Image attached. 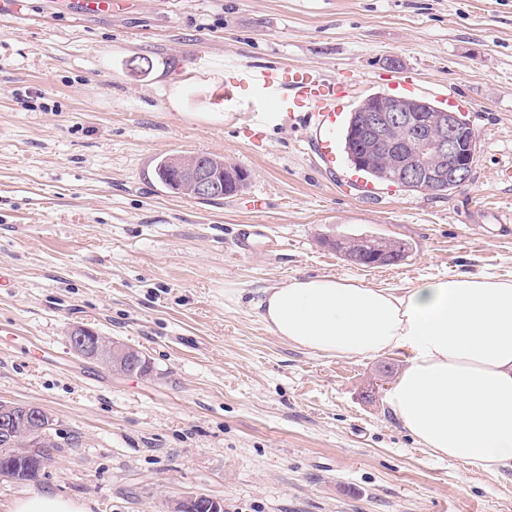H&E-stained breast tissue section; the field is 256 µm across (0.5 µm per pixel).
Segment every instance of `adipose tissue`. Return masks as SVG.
<instances>
[{
    "label": "adipose tissue",
    "mask_w": 512,
    "mask_h": 512,
    "mask_svg": "<svg viewBox=\"0 0 512 512\" xmlns=\"http://www.w3.org/2000/svg\"><path fill=\"white\" fill-rule=\"evenodd\" d=\"M254 309L295 347L336 357L407 356L388 405L409 435L477 471L512 469V282L460 273L410 288L333 276L265 289ZM8 512H90L36 490Z\"/></svg>",
    "instance_id": "obj_1"
}]
</instances>
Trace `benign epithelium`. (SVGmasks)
<instances>
[{
  "instance_id": "7a95c632",
  "label": "benign epithelium",
  "mask_w": 512,
  "mask_h": 512,
  "mask_svg": "<svg viewBox=\"0 0 512 512\" xmlns=\"http://www.w3.org/2000/svg\"><path fill=\"white\" fill-rule=\"evenodd\" d=\"M361 140L366 158L383 156L395 168L399 178L415 182L423 176L431 179L432 189L441 183L458 186L470 179L475 140H464L450 120L446 110L430 118L413 120L400 99L383 98L363 115L360 123ZM177 179L185 192L197 199H208L222 188L218 173L200 156H181ZM403 246L392 243L387 247L368 249L370 267L398 264ZM74 352L85 360L102 362L121 375L136 372L146 377L147 357L139 349L108 339L97 332L76 327L70 333ZM19 425L21 431L12 437V456L20 463L32 448L55 446L48 428L51 417L34 405H4L0 407V424Z\"/></svg>"
}]
</instances>
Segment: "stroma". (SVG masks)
I'll return each instance as SVG.
<instances>
[{
	"label": "stroma",
	"instance_id": "1",
	"mask_svg": "<svg viewBox=\"0 0 512 512\" xmlns=\"http://www.w3.org/2000/svg\"><path fill=\"white\" fill-rule=\"evenodd\" d=\"M0 19V402L41 407L57 445L38 476H0V512L49 489L92 512H512V470L437 458L370 398L398 355L330 357L276 337L251 306L293 277L410 288L461 272L512 281V0H126L80 15L28 0ZM304 66L346 84V109L411 72L469 101L468 183L440 194L350 183L306 121L255 124V70ZM27 95L21 105L18 95ZM246 168L215 202L166 190L162 155ZM262 231L249 247L241 225ZM408 243L362 267L348 236ZM136 347L123 376L70 346L74 327ZM47 347L33 363L28 352Z\"/></svg>",
	"mask_w": 512,
	"mask_h": 512
}]
</instances>
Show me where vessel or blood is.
<instances>
[{
  "instance_id": "b4317fda",
  "label": "vessel or blood",
  "mask_w": 512,
  "mask_h": 512,
  "mask_svg": "<svg viewBox=\"0 0 512 512\" xmlns=\"http://www.w3.org/2000/svg\"><path fill=\"white\" fill-rule=\"evenodd\" d=\"M283 82L288 83L290 94L281 93L279 85ZM247 86L253 102L269 104L271 118L305 113L321 131L314 145L316 155L328 163H335L336 126L345 96L340 83L321 78L310 70L296 68L281 74L269 71L251 74Z\"/></svg>"
}]
</instances>
